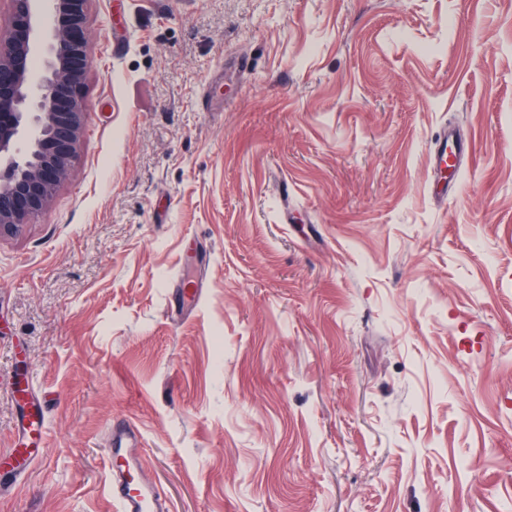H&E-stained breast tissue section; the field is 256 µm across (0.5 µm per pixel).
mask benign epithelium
Wrapping results in <instances>:
<instances>
[{"label":"benign epithelium","instance_id":"obj_1","mask_svg":"<svg viewBox=\"0 0 512 512\" xmlns=\"http://www.w3.org/2000/svg\"><path fill=\"white\" fill-rule=\"evenodd\" d=\"M0 46V236L45 211L78 155L84 122L87 0H10ZM42 76L29 77L30 62Z\"/></svg>","mask_w":512,"mask_h":512}]
</instances>
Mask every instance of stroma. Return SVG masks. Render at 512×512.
Masks as SVG:
<instances>
[{
    "instance_id": "1",
    "label": "stroma",
    "mask_w": 512,
    "mask_h": 512,
    "mask_svg": "<svg viewBox=\"0 0 512 512\" xmlns=\"http://www.w3.org/2000/svg\"><path fill=\"white\" fill-rule=\"evenodd\" d=\"M84 29L78 159L0 237V512H118L116 417L171 512H512V0H88ZM464 153L465 141L457 130L445 128L435 139L431 149V165L435 173L448 167L449 156H456L458 152Z\"/></svg>"
}]
</instances>
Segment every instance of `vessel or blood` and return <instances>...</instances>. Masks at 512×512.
Instances as JSON below:
<instances>
[{"instance_id": "1", "label": "vessel or blood", "mask_w": 512, "mask_h": 512, "mask_svg": "<svg viewBox=\"0 0 512 512\" xmlns=\"http://www.w3.org/2000/svg\"><path fill=\"white\" fill-rule=\"evenodd\" d=\"M465 142L457 130L441 131L431 149V165L434 171L447 168L450 157L464 151ZM140 442L134 429L126 421L112 424V446L108 450L115 464L111 468L109 496L119 512H170L168 499L148 481H135L140 473Z\"/></svg>"}]
</instances>
